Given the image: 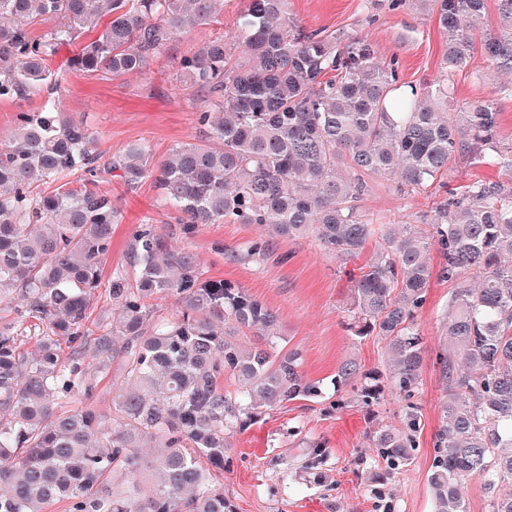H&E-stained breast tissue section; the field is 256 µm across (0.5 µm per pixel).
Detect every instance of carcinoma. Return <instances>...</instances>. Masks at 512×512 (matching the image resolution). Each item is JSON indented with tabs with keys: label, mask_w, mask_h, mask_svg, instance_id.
I'll return each instance as SVG.
<instances>
[{
	"label": "carcinoma",
	"mask_w": 512,
	"mask_h": 512,
	"mask_svg": "<svg viewBox=\"0 0 512 512\" xmlns=\"http://www.w3.org/2000/svg\"><path fill=\"white\" fill-rule=\"evenodd\" d=\"M246 2L235 35L245 61L230 63L222 36L178 60L176 86L206 93L196 112L204 138L158 159L145 142L100 152V136L60 109L51 63L75 46L69 70L146 74L175 39L220 23L224 0H0V101L42 98L0 141V512H46L60 501L65 512H233L215 482L225 436L283 402L323 394L300 371L298 349L230 340L239 330L273 335L277 316L247 290L204 278L195 254L168 249L149 217L125 253L134 278L112 273V329L102 324L91 336L90 302L120 221L112 196L92 188L102 172L130 189L152 180L186 231L257 224L290 239L313 234L341 260L381 239L349 277V328L384 338L390 364L366 370L348 359L334 376L338 409L401 402L399 425L372 433L379 481L419 447L416 314L433 278L453 284L444 314L451 344L437 355L446 397L433 509L467 512L460 488L475 478L491 493L487 512H512V492L494 494L512 483V186L477 180L448 193L430 234L377 226L358 208L365 177L395 178L413 193L463 151L475 161L492 151L512 172L495 104L458 106L448 95V73L465 69L476 48L491 67L512 71V0H498L499 25L478 43L473 21L485 0H427L447 49L442 74L422 85L404 81L398 61H380L365 38L305 30L291 0ZM169 295L183 312L159 326L151 301ZM24 336L37 343L31 357ZM115 360L126 386L112 395L110 424L89 407L65 409L75 393L92 394ZM324 447L305 441L307 468Z\"/></svg>",
	"instance_id": "obj_1"
}]
</instances>
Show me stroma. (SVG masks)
Listing matches in <instances>:
<instances>
[{"mask_svg":"<svg viewBox=\"0 0 512 512\" xmlns=\"http://www.w3.org/2000/svg\"><path fill=\"white\" fill-rule=\"evenodd\" d=\"M244 5V0H224L221 24L190 30L173 42L149 74L112 78L63 73V111L98 132L101 150L113 153L146 141L162 157L176 144L200 136L196 112L202 97L193 90L174 88L171 65L197 42L232 36ZM291 11L306 29L366 37L380 60L397 58L404 81L419 84L440 70L445 38L436 14L412 0H404L396 9L390 0H292ZM448 82L455 104L495 103L501 114L500 146L511 148L512 94L505 93L503 87L512 85V74L493 72L477 53L469 66L452 73ZM478 179L508 182L512 173L489 163H474L461 153L440 181L410 196L401 193L394 181L371 176L360 207L376 223L408 222L423 229L431 221L435 202L449 190H460ZM98 188L111 196L121 212V222L112 230V250L102 273L104 286L90 310L89 329H96L104 312L110 310L106 284L113 271L124 265L126 246L148 216L170 249L186 247L196 254L206 277L240 285L272 309L281 338L301 353L303 374L323 383L324 398L283 403L247 431L227 436L231 463L217 479L235 512H379L365 467L376 455L369 435L375 426L397 425L399 405L388 400L371 413L354 405L338 411L331 407L336 399L331 379L340 363L352 358L364 368L381 370L388 359L385 340L353 336L347 327L351 307L348 274L365 264L374 245H367L353 258L339 260L324 251L314 237L288 240L268 235L255 224H198L187 232L173 222L151 182L132 191L120 179L107 175ZM256 241L269 244L260 261L244 256ZM449 289L447 282L432 281L417 314L425 341L418 397L423 429L412 462L391 481L389 493L395 512H432L428 476L445 397L436 356L448 344L443 308ZM296 426L300 435H291ZM309 438L325 442L330 452L325 465L311 471L300 463L301 444Z\"/></svg>","mask_w":512,"mask_h":512,"instance_id":"35a3bbf8","label":"stroma"}]
</instances>
